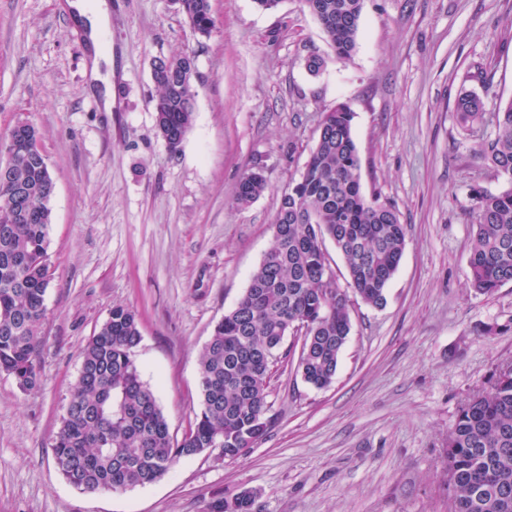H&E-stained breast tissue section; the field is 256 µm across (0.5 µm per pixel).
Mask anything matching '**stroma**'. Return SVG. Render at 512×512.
I'll use <instances>...</instances> for the list:
<instances>
[{"instance_id":"obj_1","label":"stroma","mask_w":512,"mask_h":512,"mask_svg":"<svg viewBox=\"0 0 512 512\" xmlns=\"http://www.w3.org/2000/svg\"><path fill=\"white\" fill-rule=\"evenodd\" d=\"M107 2L120 92L104 112L69 0H0V141L32 121L55 183L40 383L24 391L0 372V512H202L245 489L257 512H448V432L512 366V283L478 294L467 265L472 191L508 183L478 151L491 125L464 132L453 103L463 90L490 107L512 100V0H364L345 62L301 0H210L206 37L171 0ZM179 52L196 61L195 121L174 154L155 130L152 63ZM314 52L326 59L316 75ZM339 103L354 114L365 192L393 203L408 233L385 305L351 298L332 384L304 382L301 340L287 335L268 431L248 454L212 448L120 493L69 485L52 440L82 347L112 305L134 310L143 379L181 437L212 328L271 248L280 197ZM251 171L268 188L237 207Z\"/></svg>"}]
</instances>
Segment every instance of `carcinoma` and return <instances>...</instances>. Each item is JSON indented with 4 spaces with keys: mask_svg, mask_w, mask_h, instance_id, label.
I'll list each match as a JSON object with an SVG mask.
<instances>
[{
    "mask_svg": "<svg viewBox=\"0 0 512 512\" xmlns=\"http://www.w3.org/2000/svg\"><path fill=\"white\" fill-rule=\"evenodd\" d=\"M194 33L214 27L210 0H174ZM364 0H303L336 59L357 45ZM154 112L163 118L166 146L177 153L194 123L196 90L183 53L153 63ZM459 125L483 122L486 103L473 91L455 103ZM353 113L338 104L324 113L317 143L299 179L282 193L273 245L253 273L236 307L213 327L199 363L200 409L181 439L170 435L153 390L135 358L141 342L137 314L112 305L81 351V366L66 412L53 438L62 477L85 492L131 489L165 476L181 458L219 448L236 458L267 433V381L284 336L295 323L309 327L298 371L317 389L334 380L351 331L348 292L381 307L406 244L399 210L364 192L352 132ZM494 132L480 152L511 187L473 191L476 232L468 253L471 288L490 295L512 282V100L492 108ZM12 139L36 148L35 127L14 125ZM0 170V371L30 390L39 381L37 354L52 279L48 253L55 185L45 156L16 151ZM24 189L43 203L38 219H20L10 201ZM267 188L251 172L239 183L238 205L251 204ZM331 240L347 264L348 289L336 278L324 251ZM449 512H512V369L460 407L448 433ZM257 493L211 496L203 512H254Z\"/></svg>",
    "mask_w": 512,
    "mask_h": 512,
    "instance_id": "obj_1",
    "label": "carcinoma"
}]
</instances>
